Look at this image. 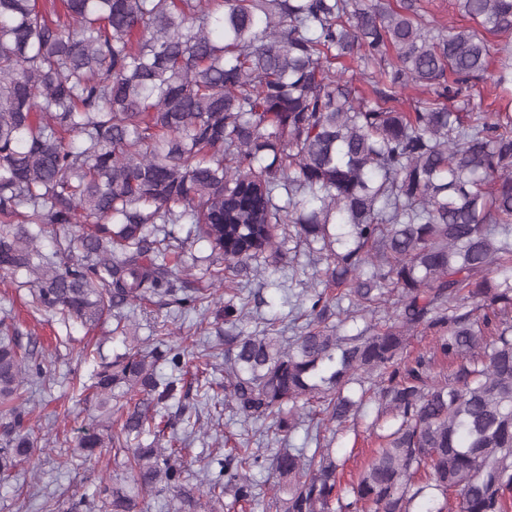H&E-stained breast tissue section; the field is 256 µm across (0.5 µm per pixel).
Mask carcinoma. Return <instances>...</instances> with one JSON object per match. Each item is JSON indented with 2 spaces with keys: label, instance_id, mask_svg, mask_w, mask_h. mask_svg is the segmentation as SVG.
Instances as JSON below:
<instances>
[{
  "label": "carcinoma",
  "instance_id": "obj_1",
  "mask_svg": "<svg viewBox=\"0 0 512 512\" xmlns=\"http://www.w3.org/2000/svg\"><path fill=\"white\" fill-rule=\"evenodd\" d=\"M61 2L0 0V271L26 273L37 310L84 326L108 314L118 330L135 301L195 309L224 282L233 326L250 304L236 279L286 264L293 242L327 262L323 290L303 289L306 330L224 337V404L271 420L276 442L305 422L314 432L315 448L272 455L270 507L445 512L454 499L457 512H512V113L448 105L488 70L485 34L512 36V0H456L472 25L448 28L415 0ZM500 54L494 85L509 100L512 43ZM343 58L370 93L336 68ZM411 84L432 96L404 110ZM48 224L87 230L46 253ZM195 239L229 275L207 267L187 289L172 269L197 268ZM332 288L349 304L331 325ZM421 327L431 346L413 357ZM42 374L35 348L0 336V474L43 451L22 398ZM367 381L378 448L344 484L332 445L360 416L351 385ZM90 388L103 412L126 413L106 437L84 431L75 455L109 444L130 476L96 500L49 496L44 512L256 502L255 448L212 456L203 492L184 476L195 430L165 418L191 412L181 352L130 348ZM145 434L167 446L142 447Z\"/></svg>",
  "mask_w": 512,
  "mask_h": 512
}]
</instances>
